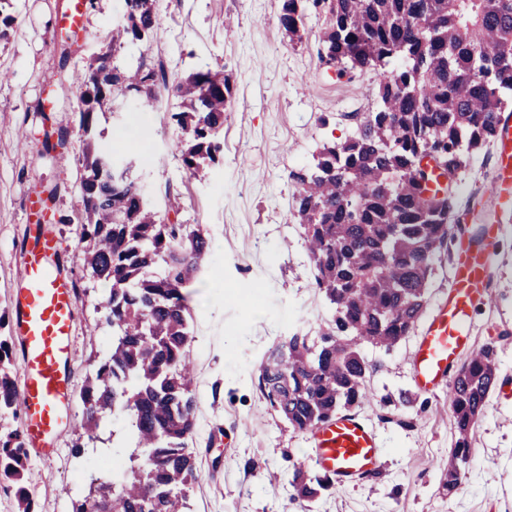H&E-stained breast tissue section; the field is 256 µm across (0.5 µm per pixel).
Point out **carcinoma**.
Returning a JSON list of instances; mask_svg holds the SVG:
<instances>
[{
    "label": "carcinoma",
    "mask_w": 512,
    "mask_h": 512,
    "mask_svg": "<svg viewBox=\"0 0 512 512\" xmlns=\"http://www.w3.org/2000/svg\"><path fill=\"white\" fill-rule=\"evenodd\" d=\"M323 12L321 62L340 79L378 77L376 111L354 136L326 143L311 167L293 170L294 211L304 227L314 281L335 310L331 326L309 338L293 335L260 365L258 386L288 424L306 431L367 399L371 367L366 344L386 351L411 334L421 317L436 253L455 217L451 187L485 143L496 139L502 112L512 109V0H283L279 23L302 41L306 2ZM11 0H0V42L9 37ZM156 0H124L126 21L112 30V46L144 41L156 26ZM429 25L422 39L415 29ZM80 126L90 135L95 112L115 88L153 112L164 95L180 101L171 118L181 130L182 161L201 180L222 152L219 137L231 105L232 77L203 69L171 84L163 66L142 63L115 73L110 56L94 57L73 75ZM427 159L447 184L432 193ZM82 185L85 264L111 283L101 303L111 332L108 355L95 363L82 394L85 427L126 415L134 446L121 478L88 475L70 512H184L197 479L187 439L197 401L192 391L189 312L180 288L211 255V242L186 224L158 219L131 167L87 143ZM492 344L459 368L448 395L454 439L443 486L455 492L473 453L471 435L497 378ZM19 394L0 371V412L15 411ZM29 452L23 433L0 434V482L10 481L22 512H32L25 487ZM330 481L297 471L293 488L314 498Z\"/></svg>",
    "instance_id": "1"
}]
</instances>
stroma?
Masks as SVG:
<instances>
[{
    "instance_id": "1",
    "label": "stroma",
    "mask_w": 512,
    "mask_h": 512,
    "mask_svg": "<svg viewBox=\"0 0 512 512\" xmlns=\"http://www.w3.org/2000/svg\"><path fill=\"white\" fill-rule=\"evenodd\" d=\"M68 0H15V23L0 43V316H10L20 249L28 234L30 194L54 192L47 226L61 246V263L76 290L70 370L82 389L110 338L99 325L108 283L91 277L83 262L79 221L85 175L72 75L104 51L124 17L123 0H89L83 30L71 44L60 39ZM282 0H158L157 23L146 42L116 47L121 69L163 64L176 82L199 69L232 76V104L220 131L223 152L207 180L186 172L181 132L168 98L161 110L137 109L115 95L95 115L99 147L135 162L133 175L164 222L188 225L212 240L211 257L184 289L190 310L197 400L187 441L198 480L188 493L190 512H512V211L496 215L501 232L493 247L486 301L473 315V345L494 344L498 388L473 439V455L455 494L442 488L454 421L449 388L420 390L413 364L414 337L391 351L366 348L375 369L366 378L368 416L384 448L382 466L359 485L331 488L299 499L296 465L317 473L307 433L292 428L258 387L260 364L284 338L314 337L334 310L315 287L304 229L294 218L292 170L313 163L324 143L353 136L357 117L376 106L377 78H337L320 59L324 17L307 11L305 35L290 42L279 24ZM64 133V156L46 152L45 133ZM495 146L486 144L454 185L462 221L433 260L427 305L447 296L458 238L470 237L487 212L495 173ZM178 198L169 209L166 191ZM71 427L56 437L54 452L30 456L28 490L34 512H68L88 472L121 474L131 446L125 415L110 419L96 441L82 429V402ZM88 443L83 465L71 450Z\"/></svg>"
}]
</instances>
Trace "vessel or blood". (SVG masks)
I'll list each match as a JSON object with an SVG mask.
<instances>
[{
  "label": "vessel or blood",
  "mask_w": 512,
  "mask_h": 512,
  "mask_svg": "<svg viewBox=\"0 0 512 512\" xmlns=\"http://www.w3.org/2000/svg\"><path fill=\"white\" fill-rule=\"evenodd\" d=\"M490 198L497 208L512 209V119L499 123L496 169ZM30 234L22 249L12 327L25 362L19 387L26 446L48 453L57 433L71 425L72 381L67 366L75 322L71 279L57 265L58 244L41 222L39 197L29 200ZM492 253L461 241L446 299L440 301L420 332L414 352L419 386L430 390L450 377L459 356L471 348V310L485 299ZM313 461L335 486L373 476L381 466L382 445L368 423L339 415L309 432Z\"/></svg>",
  "instance_id": "b4317fda"
}]
</instances>
